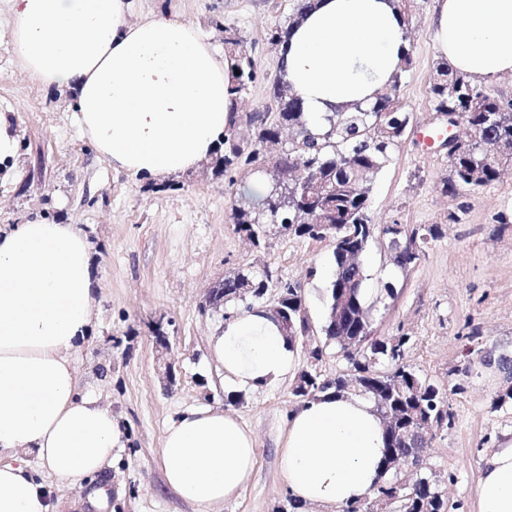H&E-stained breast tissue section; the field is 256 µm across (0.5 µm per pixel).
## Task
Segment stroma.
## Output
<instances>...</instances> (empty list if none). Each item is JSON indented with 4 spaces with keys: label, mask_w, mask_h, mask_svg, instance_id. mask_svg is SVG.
I'll use <instances>...</instances> for the list:
<instances>
[{
    "label": "stroma",
    "mask_w": 512,
    "mask_h": 512,
    "mask_svg": "<svg viewBox=\"0 0 512 512\" xmlns=\"http://www.w3.org/2000/svg\"><path fill=\"white\" fill-rule=\"evenodd\" d=\"M294 0H134L135 17L179 14L215 44L224 34L215 20L240 28L258 77L242 102L243 113L264 110L268 87L279 76L273 24L288 22ZM436 0H411L409 34L413 67L399 96L413 122L390 162L375 176L370 218L375 224H438L417 263L394 266L381 242L361 258L375 336L407 335V360L420 376L446 389L451 423L434 430L422 468L448 504V512H477L476 491L485 456L512 438V403L494 408L511 385L496 366L480 364L490 349L512 354V165L498 180L474 191L447 195L448 158L419 135L434 128L429 87L441 57L434 39ZM9 17L0 0V112L13 113L19 136L17 172L0 168V228L41 214L76 224L94 245L99 281L96 332L74 356L82 388L101 393L124 433L112 466L96 478L107 491L102 512H197L164 480L161 448L168 420L196 406L219 407L246 422L258 438L256 465L238 498L220 512H289L288 489L275 443L285 412L299 400L294 376L274 386L244 390L226 402L223 370L208 341L224 326V310L208 303L210 289L240 270L266 264L300 284L312 336L296 349V369L311 347L324 355L320 374L349 373L334 341L326 340L332 273L331 240L311 241L270 232L254 248L229 222L231 206L250 172L221 174L208 159L176 177V189L112 169L77 129L70 94L43 89L7 53ZM456 212L459 223L448 220ZM394 282L395 299L378 303L382 282ZM170 348L161 351L156 330ZM173 381H166L165 367Z\"/></svg>",
    "instance_id": "obj_1"
}]
</instances>
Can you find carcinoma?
Masks as SVG:
<instances>
[{
    "mask_svg": "<svg viewBox=\"0 0 512 512\" xmlns=\"http://www.w3.org/2000/svg\"><path fill=\"white\" fill-rule=\"evenodd\" d=\"M314 6L315 0H295L288 23H276L269 29L270 42L285 41L294 24ZM216 26L223 29L224 46L236 61L239 75L232 91L241 100L256 79L255 60L243 49L244 39L235 24L218 22ZM412 63V55H406L390 83L377 92L372 102L353 112L324 117L319 131L303 112L300 99L284 93L280 83H273L272 108L282 122L296 128V136L288 142V152L271 158L272 167L285 184L301 172L315 183L330 186L331 192L326 196H299L294 210L285 211L274 202V184L270 183L258 199L244 197L233 204L230 220L237 231L254 237L258 248L266 244L271 225L285 235L315 241L332 239L333 273L323 333L336 341L339 356L351 366L352 374L327 378L312 369L295 396L305 402L328 393L338 395L347 380L360 377V395L373 402L379 415L398 407L406 416L403 424L385 431V455H397L418 468L433 436L415 430L413 419L428 415L447 424L451 419L448 404L440 389L407 363L409 337L372 336L371 307L362 296L366 277L359 263V256L376 236L382 235L388 240L393 264L405 271L420 259L424 245L442 236L437 224L396 229L391 224H373L368 216L367 187L403 139L400 128L407 111L400 101L399 89ZM430 102L435 112L459 113L475 134L472 149L448 160L450 176L443 191L457 195L496 181L503 166L512 161V104L505 105L486 95L467 75L443 61L435 68ZM267 115L266 111L254 112L246 126L236 124L225 131L223 153L216 157L222 173L249 168L257 172L264 167L261 149L276 137V125L268 122ZM272 285L279 288L281 306L288 316L298 319V311L304 306L302 290L283 281L279 268L272 264L226 277L218 284L224 289V303L234 304L233 310L224 312V318L231 319L239 310L251 309ZM392 484V480L381 479L370 499L347 504L342 512H369L372 499L388 492ZM397 510L447 512V503L430 477L419 471L403 490Z\"/></svg>",
    "mask_w": 512,
    "mask_h": 512,
    "instance_id": "carcinoma-1",
    "label": "carcinoma"
}]
</instances>
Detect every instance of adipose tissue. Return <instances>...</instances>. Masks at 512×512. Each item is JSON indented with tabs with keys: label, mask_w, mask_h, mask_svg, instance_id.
I'll return each mask as SVG.
<instances>
[{
	"label": "adipose tissue",
	"mask_w": 512,
	"mask_h": 512,
	"mask_svg": "<svg viewBox=\"0 0 512 512\" xmlns=\"http://www.w3.org/2000/svg\"><path fill=\"white\" fill-rule=\"evenodd\" d=\"M9 54L46 89L70 93L80 133L113 168L149 180L188 172L239 118L235 61L178 18L134 19L131 0H9ZM438 50L476 81L512 75V0H438ZM390 0H319L295 25L285 81L321 122L372 101L410 50ZM93 245L42 216L0 230V512H56L36 472L74 487L95 481L123 433L80 387L71 355L95 328ZM229 387L262 390L293 370L295 351L266 309L210 338ZM281 473L305 503L343 506L383 472L384 428L372 403L325 395L284 416ZM256 437L211 407L185 410L163 438L166 484L198 512L237 496ZM477 512H512V439L487 455Z\"/></svg>",
	"instance_id": "adipose-tissue-1"
}]
</instances>
